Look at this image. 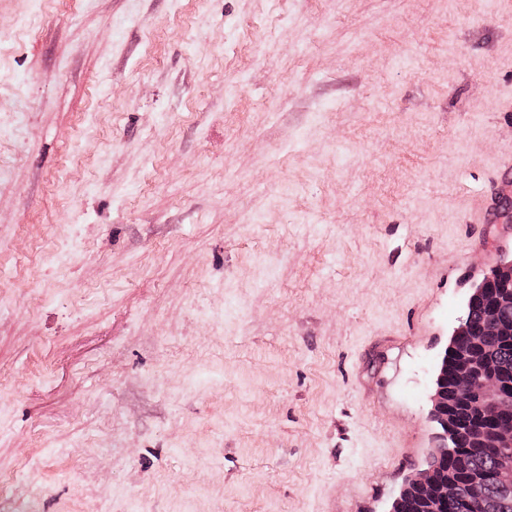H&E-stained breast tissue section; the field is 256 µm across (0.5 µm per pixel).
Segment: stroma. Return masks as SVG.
Segmentation results:
<instances>
[{
  "instance_id": "35a3bbf8",
  "label": "stroma",
  "mask_w": 512,
  "mask_h": 512,
  "mask_svg": "<svg viewBox=\"0 0 512 512\" xmlns=\"http://www.w3.org/2000/svg\"><path fill=\"white\" fill-rule=\"evenodd\" d=\"M511 100L512 0H0V512H388Z\"/></svg>"
}]
</instances>
